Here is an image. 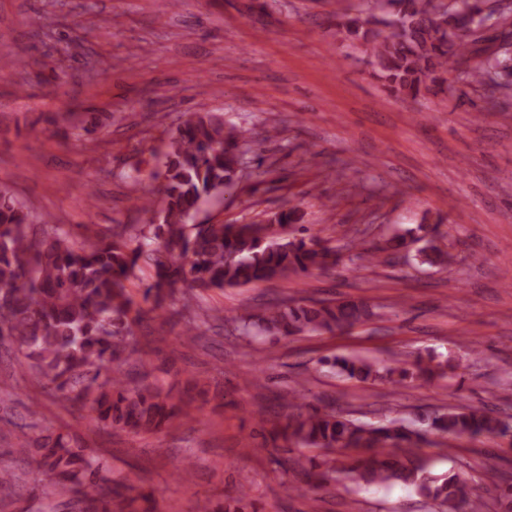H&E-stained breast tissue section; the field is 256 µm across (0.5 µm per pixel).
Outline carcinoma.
Returning <instances> with one entry per match:
<instances>
[{
  "mask_svg": "<svg viewBox=\"0 0 512 512\" xmlns=\"http://www.w3.org/2000/svg\"><path fill=\"white\" fill-rule=\"evenodd\" d=\"M488 0H365L367 9L336 15V28L365 47L379 78L396 93L418 97L426 82L440 73L457 71L470 83L485 86L490 98L512 92V54L482 46L497 37L476 32ZM502 34L512 36V0H499ZM485 53L471 68L470 56ZM246 131L225 127L219 112H195L171 133L164 170H151L143 186V224H132L112 238L80 243L62 224L44 222L41 236L29 234V212L8 192L0 191V341L8 338L29 350L31 369L46 387L87 407L93 421L134 434H150L171 425L187 408L171 402L158 386L132 387L112 363L136 353L134 327L141 309L126 282L139 262L154 267L155 279L143 299L162 306L187 283L201 289L238 288L271 280H287L336 267L340 255L314 236L284 238L280 228L300 224L304 213L293 205L269 224H197L200 206L210 196L237 189L244 166ZM416 241L421 263L449 267L439 223L421 224ZM369 311L353 300L290 305L270 303L243 308L232 317L252 336H296L344 332L364 322ZM211 315L189 319L184 339L194 343L200 324ZM336 375L363 384L386 381L405 387L429 382L447 373L448 364L422 357L408 364L379 368L358 357L325 359ZM294 412L263 435L264 444L278 442L314 449L321 461L310 460L302 471L307 482L322 486L336 471L332 455L349 459V470L365 485L399 482L446 512H482L480 496L456 473L429 477L414 460L398 453L417 447L435 433L450 437L504 436L503 421L483 406L450 407L427 419L426 427L396 420L370 426L344 417L324 405L302 411V385L284 396ZM13 453L48 473L40 495L53 502L65 492L89 504L92 512H147L134 507L131 481L101 484L105 464L85 452L68 431L38 435Z\"/></svg>",
  "mask_w": 512,
  "mask_h": 512,
  "instance_id": "carcinoma-1",
  "label": "carcinoma"
}]
</instances>
